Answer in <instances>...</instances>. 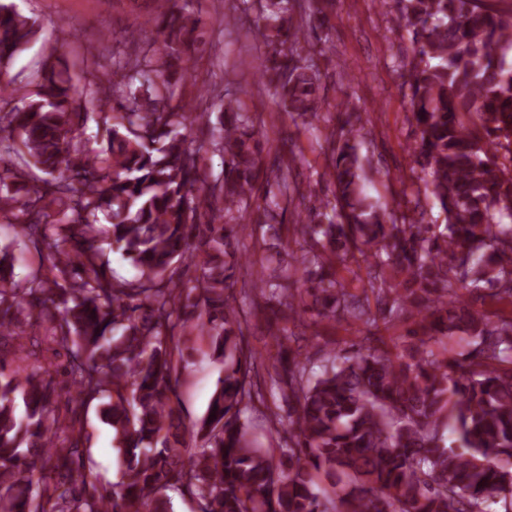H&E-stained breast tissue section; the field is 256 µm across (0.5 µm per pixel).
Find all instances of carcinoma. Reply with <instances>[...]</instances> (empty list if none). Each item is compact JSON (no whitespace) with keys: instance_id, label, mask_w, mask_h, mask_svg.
I'll return each mask as SVG.
<instances>
[{"instance_id":"obj_1","label":"carcinoma","mask_w":512,"mask_h":512,"mask_svg":"<svg viewBox=\"0 0 512 512\" xmlns=\"http://www.w3.org/2000/svg\"><path fill=\"white\" fill-rule=\"evenodd\" d=\"M326 2H307L309 29ZM494 2L399 0L418 58L410 152L441 231L420 203L396 213L367 194L359 112L325 139L333 200L307 206L292 137L263 156L260 128L220 95L209 146L223 169L208 179L190 132L211 113L172 105L188 52L206 45L193 0H159L154 48L105 80L89 61L77 83L45 64L19 98L0 76V224L41 258L16 280L2 274L0 248V351L14 349L10 370L0 357V512H168L170 487L201 512H512V311L472 305L512 306V11ZM243 4L269 51L241 65L290 118L318 116L321 37L304 35L294 0ZM37 33L0 3V71ZM282 201L297 202V252H279ZM102 222L134 278L113 275ZM362 260L352 292L336 267ZM250 286L276 320L308 313L363 338L316 372L311 338L291 333L262 381L236 305ZM396 323L407 340L393 349L379 325ZM459 333L473 344L460 358L429 347ZM194 334L210 337L224 375L189 426L173 372ZM62 353L75 396L61 409L52 375ZM94 402L120 454L110 488L83 457ZM256 421L288 434L282 460ZM448 429L461 450L445 445Z\"/></svg>"}]
</instances>
